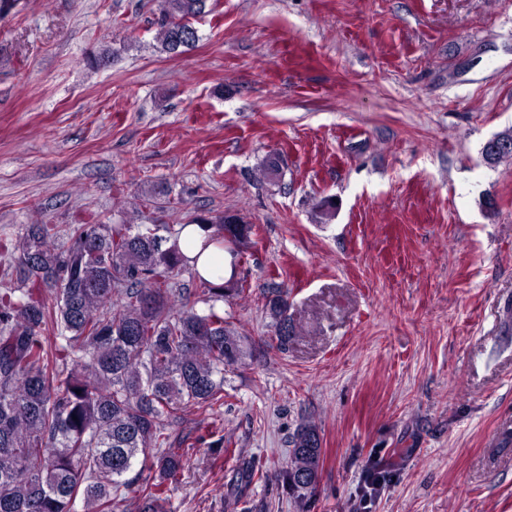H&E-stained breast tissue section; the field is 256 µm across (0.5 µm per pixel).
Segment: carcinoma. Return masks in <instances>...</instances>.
Listing matches in <instances>:
<instances>
[{"instance_id":"cac0c4a2","label":"carcinoma","mask_w":512,"mask_h":512,"mask_svg":"<svg viewBox=\"0 0 512 512\" xmlns=\"http://www.w3.org/2000/svg\"><path fill=\"white\" fill-rule=\"evenodd\" d=\"M206 0H160L157 38L181 55L199 40L187 22ZM508 146L486 157L512 160ZM211 231L235 261L253 225L237 215L190 220ZM168 224H76L68 245L56 226L27 224L14 243L16 278L0 288V512H127L121 486L137 459L159 472L144 489L141 512H166V482L181 470L169 424L187 407L224 405V370L243 360V337L220 303L238 296L243 278L217 284L180 251ZM198 279L203 312L188 306L179 277ZM266 307L281 346L295 336L287 292ZM81 393H76V390ZM321 462L312 422L288 440L284 480L299 509L311 507Z\"/></svg>"}]
</instances>
